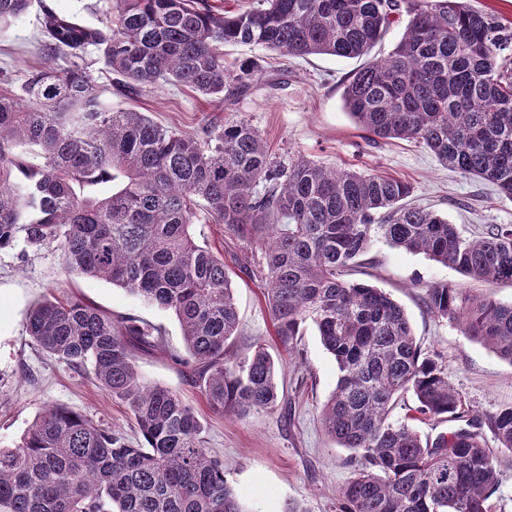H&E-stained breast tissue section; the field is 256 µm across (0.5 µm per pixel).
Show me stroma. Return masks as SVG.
<instances>
[{"label": "stroma", "mask_w": 512, "mask_h": 512, "mask_svg": "<svg viewBox=\"0 0 512 512\" xmlns=\"http://www.w3.org/2000/svg\"><path fill=\"white\" fill-rule=\"evenodd\" d=\"M44 35L38 7H31L0 31V90H18L25 74L42 65ZM261 57L263 77L233 105L265 138L276 160L305 156L326 166L393 176L411 183L413 204L448 218L461 236L481 235L492 224L512 226V199L485 180L443 166L432 152L405 141H370L344 108V84L358 60L329 55L278 58L238 44L224 58ZM115 109L146 113L180 132H202L223 116V104L192 89L170 84L133 96L109 95ZM192 232L201 242L224 247L232 272L241 333L230 352L244 356L255 340L272 355L282 349L259 283L239 269L243 257L223 225L200 221ZM355 280L383 289L404 308L423 353L444 366L449 384L482 422L512 406V364L464 336L449 320L433 316L424 304L426 288L445 282L471 294L512 303V285L494 286L464 277L425 255L375 239L354 274ZM80 296L115 316H133L161 327L164 346L137 352L142 378L182 395L198 414L205 446L224 461V476L247 512H285L289 503L306 512H341L339 491L360 464V456L340 447L322 428L320 412L336 387L339 370L315 329L306 327L278 376L277 407L244 415L213 413L198 387L187 380L175 357L186 345L176 316L145 305L112 284L67 273L60 249L26 248L24 242L0 250V448L17 444L45 406L59 404L103 420L132 444L141 437L128 408L108 395L92 374H82L42 351L26 332L31 308L44 298Z\"/></svg>", "instance_id": "stroma-1"}]
</instances>
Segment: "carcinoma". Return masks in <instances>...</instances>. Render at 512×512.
Returning a JSON list of instances; mask_svg holds the SVG:
<instances>
[{"label": "carcinoma", "mask_w": 512, "mask_h": 512, "mask_svg": "<svg viewBox=\"0 0 512 512\" xmlns=\"http://www.w3.org/2000/svg\"><path fill=\"white\" fill-rule=\"evenodd\" d=\"M34 1L48 49L68 52L70 63L34 68L19 92H0V249L21 234L31 248L55 245L67 271L173 312L191 382L213 411L244 415L278 405L280 362L260 341L227 357L240 334L232 278L224 254L191 233L201 215L224 225L244 254L241 271L263 285L281 346L292 350L312 325L336 361L322 427L360 453L342 512H487L497 458L469 407L422 353L403 307L346 276L380 237L470 279L512 284V227L465 239L409 203L414 187L401 179L304 157L277 164L245 119L198 135L114 110L86 56L97 52L121 89L182 84L230 104L260 81L262 66L247 57L226 67L225 46L358 59L404 14L394 48L348 76L346 109L371 140L414 141L512 198V21L468 0H260L238 12L210 0H114L105 22L88 27L47 0H0V28ZM425 301L512 364V303L446 282L428 286ZM27 332L58 362L91 367L129 408L143 443L50 405L15 447L0 448V512H245L224 460L204 448L195 410L135 366V349L160 347L158 328L52 296L30 311ZM408 392L415 414L392 419ZM440 415L464 425L424 439L411 424ZM488 424L498 447L512 449V406Z\"/></svg>", "instance_id": "obj_1"}]
</instances>
